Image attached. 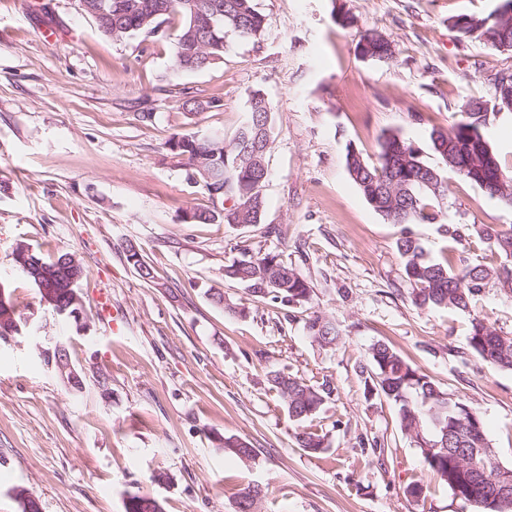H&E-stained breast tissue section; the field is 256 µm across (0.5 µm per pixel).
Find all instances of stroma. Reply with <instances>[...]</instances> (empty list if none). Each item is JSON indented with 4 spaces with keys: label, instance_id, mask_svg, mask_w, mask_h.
<instances>
[{
    "label": "stroma",
    "instance_id": "1",
    "mask_svg": "<svg viewBox=\"0 0 512 512\" xmlns=\"http://www.w3.org/2000/svg\"><path fill=\"white\" fill-rule=\"evenodd\" d=\"M501 0H253L260 36L227 35L224 61L196 73L173 68L172 40L103 36L77 0H0V284L27 325L0 338V512H21L26 488L40 512H124L128 494L163 512H235L258 484L262 512H473L435 482L398 427L397 408L366 399L369 347L388 341L448 393L476 407L499 461L512 466V371L481 364L468 347L473 317L512 335V293L488 283L469 310L420 309L410 299L396 241L345 169L347 147L376 161L395 131L437 164L430 132L489 98L512 73V52L453 26L486 18ZM393 41L383 63L358 56L363 30ZM218 109L186 114L171 85ZM272 107L269 179L261 223L184 224L207 208L164 148L177 133L233 137L247 95ZM156 118L135 120L138 108ZM466 236L452 257L496 263L481 225L512 227V207L456 174L440 203ZM42 257L65 250L89 271L80 286L87 329L43 305L14 267L17 242ZM141 250L144 282L126 260ZM274 253L309 282L303 307L270 305L225 280L243 255ZM224 291V307L206 296ZM108 295L124 322L99 317ZM318 311L343 328L333 348L312 343ZM63 342L83 377L63 382L42 351ZM288 368L333 393L312 421L324 453L300 448L269 372ZM246 439L247 463L218 448ZM166 475L154 482V473ZM427 485L425 499L405 488Z\"/></svg>",
    "mask_w": 512,
    "mask_h": 512
}]
</instances>
